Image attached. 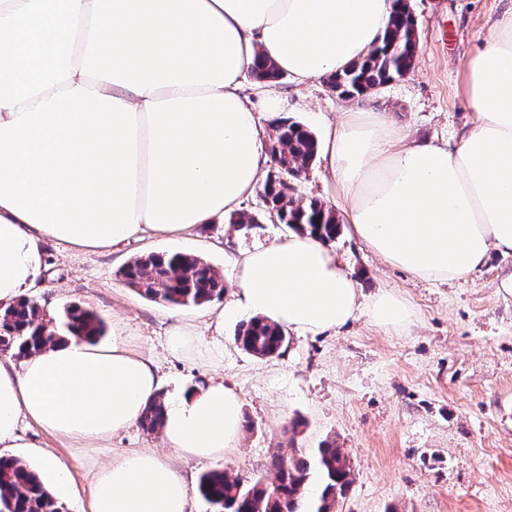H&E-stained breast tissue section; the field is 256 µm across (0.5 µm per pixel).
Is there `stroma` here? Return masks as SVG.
I'll list each match as a JSON object with an SVG mask.
<instances>
[{
    "label": "stroma",
    "instance_id": "obj_1",
    "mask_svg": "<svg viewBox=\"0 0 512 512\" xmlns=\"http://www.w3.org/2000/svg\"><path fill=\"white\" fill-rule=\"evenodd\" d=\"M418 21L419 56L412 72L355 98L322 81L276 80L279 114L315 136L349 109L381 112L417 140L455 144L472 113L462 90L464 68L512 0H410ZM243 212L258 223L239 228L204 224L180 238L147 235L113 253L70 252L47 244L51 276L38 299L59 313L71 303L120 323L127 343L151 358L172 396L219 379L239 393L243 430L224 456L229 474L273 481V455L335 441L348 455L354 480L337 512H512V296L498 293L512 273V253L491 250L485 264L451 284L422 281L384 264L341 231L332 246L347 261L363 295L399 292L416 310L413 322L384 330L359 317L335 333L291 338L280 356L243 351L235 323L206 335L220 302L172 307L143 298L120 271L144 252H183L203 258L232 284L226 254L287 234L262 214L259 197ZM203 330L199 350L171 354L167 333L176 320ZM19 461L43 470L63 462L75 489L66 512H88L83 488L93 468L139 448L164 452L160 433L133 426L98 447L73 448L36 426L22 429Z\"/></svg>",
    "mask_w": 512,
    "mask_h": 512
}]
</instances>
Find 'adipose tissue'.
<instances>
[{"mask_svg": "<svg viewBox=\"0 0 512 512\" xmlns=\"http://www.w3.org/2000/svg\"><path fill=\"white\" fill-rule=\"evenodd\" d=\"M392 0H0V306L32 298L45 247L113 251L144 230L223 223L264 182L268 127L244 84L257 58L295 83L341 72L377 44ZM467 62L473 110L454 147L422 143L377 112H349L319 149L351 235L413 277L451 282L512 251V6ZM231 297L212 324L248 314L299 338L357 316L384 328L414 310L364 296L341 256L309 234L228 254ZM157 366L122 336L71 338L0 356V457L33 424L73 445L137 424ZM242 401L212 381L165 402L174 455L223 461ZM89 512H193L184 473L154 449L99 464Z\"/></svg>", "mask_w": 512, "mask_h": 512, "instance_id": "1", "label": "adipose tissue"}]
</instances>
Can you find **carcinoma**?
Instances as JSON below:
<instances>
[{
  "label": "carcinoma",
  "mask_w": 512,
  "mask_h": 512,
  "mask_svg": "<svg viewBox=\"0 0 512 512\" xmlns=\"http://www.w3.org/2000/svg\"><path fill=\"white\" fill-rule=\"evenodd\" d=\"M419 42L414 36V14L409 0H393L389 24L381 40L360 61L336 77L353 96L378 91L406 76L414 67ZM275 148L295 171L313 164L318 140L302 123L289 118L273 125ZM279 174L267 176L259 189L264 213L276 211L278 223L307 232L329 243L340 233L335 211L317 199L305 203L279 189ZM123 280L144 298L176 307H199L224 297L223 275L212 265L181 252H148L136 256L121 270ZM45 318L40 306L23 299L0 308V353L22 356L46 346ZM54 340L67 337L95 343L105 336V321L79 304L65 306L50 319ZM235 341L243 350L261 357L281 354L289 343L288 333L259 317L241 322ZM163 397L148 406L140 426L154 432L161 426ZM275 481L258 478L245 481L224 469L203 473L197 493L215 512H334L353 482L351 462L334 441L316 448H299L270 460ZM0 512H64L59 500L47 489L39 474L16 459L0 458Z\"/></svg>",
  "instance_id": "cac0c4a2"
}]
</instances>
